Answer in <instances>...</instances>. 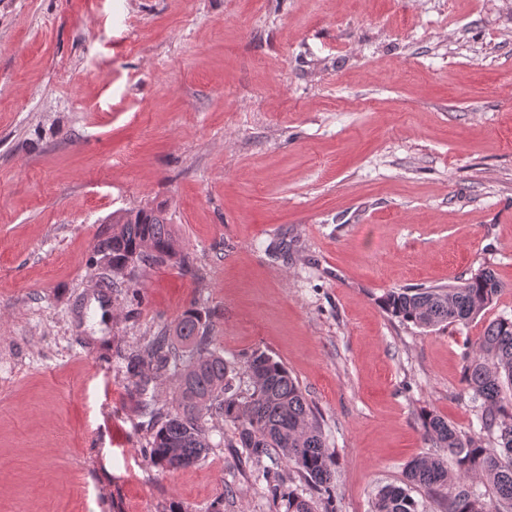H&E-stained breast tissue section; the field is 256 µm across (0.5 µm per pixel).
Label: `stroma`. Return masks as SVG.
<instances>
[{
  "label": "stroma",
  "mask_w": 512,
  "mask_h": 512,
  "mask_svg": "<svg viewBox=\"0 0 512 512\" xmlns=\"http://www.w3.org/2000/svg\"><path fill=\"white\" fill-rule=\"evenodd\" d=\"M164 205L193 268L108 285L113 211ZM474 320L391 319L394 288L482 268ZM196 308L227 360L281 361L321 411L339 512L478 429L464 353L512 318V0H0V512H272L234 429L143 453L124 354Z\"/></svg>",
  "instance_id": "stroma-1"
}]
</instances>
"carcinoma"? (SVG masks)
I'll use <instances>...</instances> for the list:
<instances>
[{
    "mask_svg": "<svg viewBox=\"0 0 512 512\" xmlns=\"http://www.w3.org/2000/svg\"><path fill=\"white\" fill-rule=\"evenodd\" d=\"M174 241L165 210L147 205L113 212L97 254L114 269L172 261L192 269ZM502 288L494 272L484 269L448 287L391 290L381 306L391 317L422 328L465 324L484 312ZM465 360L464 381L472 400L480 403V432L467 435L436 412H423L424 435L439 452L413 458L405 477L437 496L454 476L458 486L448 498V512H494L498 505L512 512V318L491 321ZM125 362L136 385L147 373L174 382L171 407L152 410L161 422L143 449L158 468L175 471L203 460L211 448L206 417L217 415L234 427L235 440L228 447L243 448L250 462L278 455L316 493L306 499L283 482L275 485L273 496L286 502V512H338L335 461L322 417L281 362L257 350L238 371L211 344L207 325L194 309L181 314L172 333L132 349ZM486 436L498 447H486ZM470 478L486 491L466 486ZM374 512L418 509L404 488L387 486L378 493Z\"/></svg>",
    "mask_w": 512,
    "mask_h": 512,
    "instance_id": "obj_1",
    "label": "carcinoma"
}]
</instances>
